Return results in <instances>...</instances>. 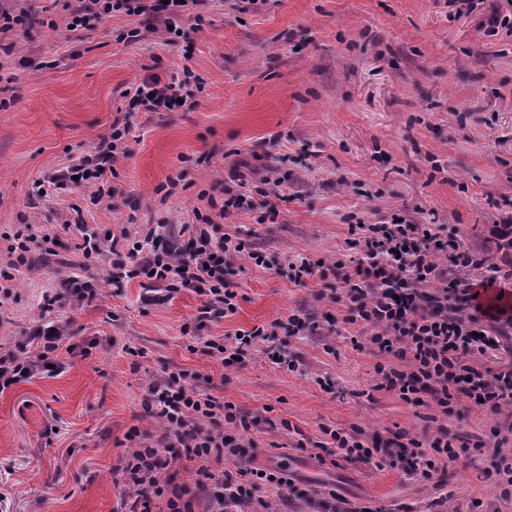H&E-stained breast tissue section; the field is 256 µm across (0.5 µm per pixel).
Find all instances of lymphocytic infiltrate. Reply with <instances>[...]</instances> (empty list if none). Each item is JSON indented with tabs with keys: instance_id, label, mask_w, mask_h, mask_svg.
I'll return each mask as SVG.
<instances>
[{
	"instance_id": "obj_1",
	"label": "lymphocytic infiltrate",
	"mask_w": 512,
	"mask_h": 512,
	"mask_svg": "<svg viewBox=\"0 0 512 512\" xmlns=\"http://www.w3.org/2000/svg\"><path fill=\"white\" fill-rule=\"evenodd\" d=\"M202 2L84 0L71 25L76 28L115 11L183 16ZM130 134V125L113 128L111 142L94 158L83 160L77 170L80 180L104 182L117 157L128 154ZM181 231L189 235L190 247H183L176 238L165 241L147 251L132 271L117 249V240L108 235L85 237L83 255L110 254L112 284H120L132 272L164 284L169 293L190 289L206 296L202 315L218 307L227 314L235 312L237 294L229 277L236 259L245 257L262 266L265 256L242 239L219 233L208 217L199 224L183 225ZM347 244L356 255L354 263L340 259L333 265L335 285L347 300L343 320L366 325V344L398 360L391 367L378 365L381 389L410 405L432 401L443 415L451 412L453 400L461 395L497 412L512 406V362L488 376L471 363L472 358L498 350L502 337L512 335V306H487L477 296L479 288L512 281V258L502 264L488 261L466 248L458 235L446 233L443 225L406 224L399 219L351 226ZM316 328L309 316L294 313L272 322L270 328L235 333L229 342L196 337L190 349L232 367L261 345L275 363L284 364L288 354L276 343L277 330L295 336ZM67 340L64 326L41 320L19 338L13 350L0 354V391L39 373L62 371L58 353ZM186 378L185 372L174 371L146 389L142 408L163 433L150 442L138 429L128 432L127 439L136 449L115 471L126 490L123 512H226L234 505L264 506L259 491L265 486L295 489L294 479L284 470L225 471V456L245 454L244 436L255 422L233 403L187 386ZM329 436L346 458L369 463L379 455L423 477L431 475L438 458L454 454L442 428L424 440L400 435L369 444L357 431L333 429ZM178 448L200 462L194 483L176 482L171 472Z\"/></svg>"
}]
</instances>
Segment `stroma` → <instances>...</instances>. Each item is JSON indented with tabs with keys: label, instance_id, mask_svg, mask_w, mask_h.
<instances>
[{
	"label": "stroma",
	"instance_id": "1",
	"mask_svg": "<svg viewBox=\"0 0 512 512\" xmlns=\"http://www.w3.org/2000/svg\"><path fill=\"white\" fill-rule=\"evenodd\" d=\"M81 0H25L36 25L0 34V352L41 317L44 293L74 277L94 297L57 304L54 321L71 339L65 369L0 392V512H118L114 470L133 451L126 435L161 429L144 415L149 382L183 370L254 417L250 457L227 471L288 470L296 492L266 487L275 512H315L335 497L344 512H512V486L493 475L512 463V409L491 413L466 398L443 424L457 455L429 478L389 461L338 456L329 430L384 440L434 433L437 410L378 389L383 358L345 324V304L327 287L333 272L297 284L285 263L300 255L349 258L353 224L428 219L457 231L465 246L500 260L490 230L512 216V0H207L196 16L174 17L179 36L154 12H114L71 29ZM192 74L183 107L148 112L135 91L156 76ZM132 123L128 156L97 185L57 188L56 178ZM283 190L275 221L260 208L228 213L219 226L249 235L272 268L243 262L233 277L238 309L213 315L202 333L231 337L300 311L319 330L283 342L290 371L259 349L224 367L192 352L183 328L204 302L194 291L145 304L146 279L108 281L109 256L84 259L86 233L129 248L154 230L215 216L228 193L253 200ZM28 225L55 237L13 267L8 235ZM11 278H3L4 270ZM483 451H475V442Z\"/></svg>",
	"mask_w": 512,
	"mask_h": 512
}]
</instances>
